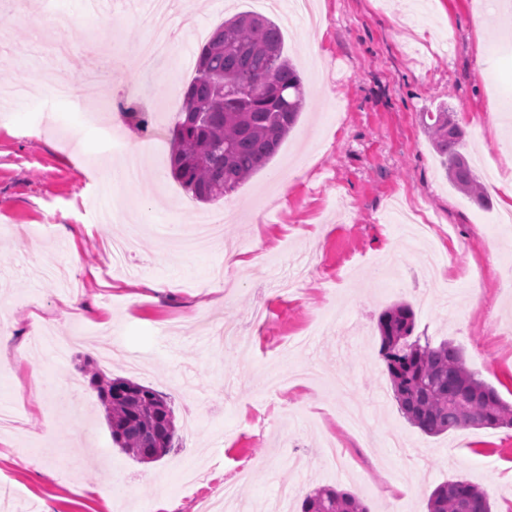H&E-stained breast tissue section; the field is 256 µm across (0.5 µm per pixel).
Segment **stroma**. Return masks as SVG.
Returning a JSON list of instances; mask_svg holds the SVG:
<instances>
[{"label":"stroma","mask_w":512,"mask_h":512,"mask_svg":"<svg viewBox=\"0 0 512 512\" xmlns=\"http://www.w3.org/2000/svg\"><path fill=\"white\" fill-rule=\"evenodd\" d=\"M178 0L172 20L191 55L194 33L245 11L241 0ZM487 0H316L321 25H282L284 49L304 82L306 104L277 155L224 199L196 202L170 173L174 113L164 106L183 85L154 76L145 98L162 104L148 128L140 100L123 85L136 75L132 50L151 31L126 0H0V15L27 16L35 27L68 15L69 54H53L34 30L0 39V84L79 83L92 47L123 62L110 93L126 109L107 124L142 147L138 182L110 178L116 160L105 133L44 126L50 96L21 98L0 117V316L14 335L47 331L68 342L64 357L28 351L0 363V512H200L234 487L247 506L294 487L284 512L329 486L355 494L370 512H426L436 486L465 479L489 494L492 512H512V428L459 429L428 436L402 415L380 349L378 318L405 301L415 333L448 340L467 365L512 402V223H500L512 189V163L501 145L512 136V9L495 12L483 33L471 19ZM490 74L481 80L479 70ZM144 98V99H145ZM501 106L487 119L491 101ZM447 105L465 133V150L488 203L479 206L449 183L424 132L422 115ZM287 176L288 192L274 185ZM137 204L145 227L136 251L119 262L111 240L122 223L101 225L106 206ZM235 206V219L203 253L163 248L156 231ZM232 244L255 258L233 269L222 291L213 272ZM440 265L428 286L405 276ZM142 280L170 282L163 292ZM79 292L85 307L65 304ZM111 324L101 329V316ZM237 323L245 347L224 343V321ZM311 376L288 384L277 404L287 428L265 420V374L282 362ZM164 393L180 446L141 463L112 442L91 371ZM414 448H391L389 431ZM331 436L363 448L353 469L325 457ZM129 488L123 499L95 491L103 475Z\"/></svg>","instance_id":"35a3bbf8"}]
</instances>
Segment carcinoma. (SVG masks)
<instances>
[{"label": "carcinoma", "instance_id": "obj_1", "mask_svg": "<svg viewBox=\"0 0 512 512\" xmlns=\"http://www.w3.org/2000/svg\"><path fill=\"white\" fill-rule=\"evenodd\" d=\"M172 129L171 173L193 199L211 203L265 168L295 127L305 105L300 73L284 54L279 25L259 13H240L213 29L200 49L195 77L183 93ZM449 181L482 200L465 154L464 133L448 108L424 116ZM380 355L393 395L407 421L429 436L460 428L512 427V404L469 369L462 349L414 335L415 313L396 303L379 318ZM90 386L104 408L112 442L134 459L155 462L177 437L171 405L157 390L98 371ZM302 512H368L354 495L318 488ZM428 512H492L485 492L458 479L438 485Z\"/></svg>", "mask_w": 512, "mask_h": 512}]
</instances>
